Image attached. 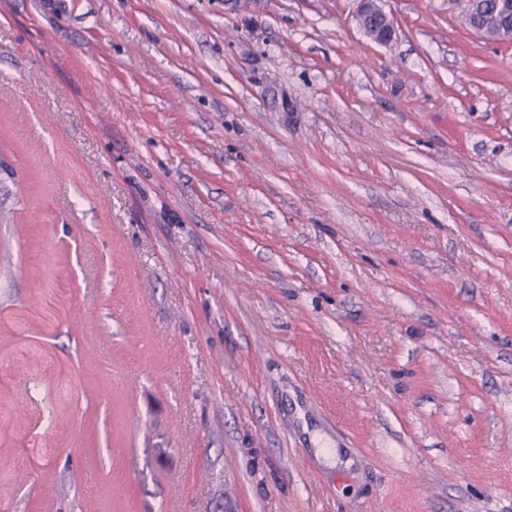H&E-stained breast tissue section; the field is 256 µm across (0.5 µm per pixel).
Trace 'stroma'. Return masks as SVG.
Returning <instances> with one entry per match:
<instances>
[{"label": "stroma", "instance_id": "stroma-1", "mask_svg": "<svg viewBox=\"0 0 512 512\" xmlns=\"http://www.w3.org/2000/svg\"><path fill=\"white\" fill-rule=\"evenodd\" d=\"M383 7L0 0V512H512V42ZM355 21L363 33L378 44H386L394 35V19L380 6V0H357ZM370 22V23H369Z\"/></svg>", "mask_w": 512, "mask_h": 512}]
</instances>
